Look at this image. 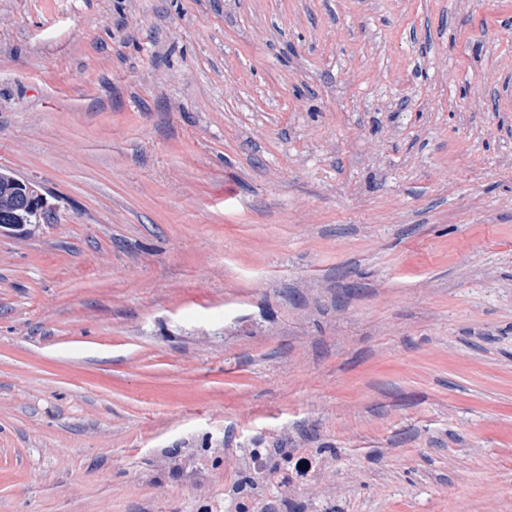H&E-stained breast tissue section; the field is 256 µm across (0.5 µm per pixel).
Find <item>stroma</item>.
Returning <instances> with one entry per match:
<instances>
[{
	"label": "stroma",
	"mask_w": 512,
	"mask_h": 512,
	"mask_svg": "<svg viewBox=\"0 0 512 512\" xmlns=\"http://www.w3.org/2000/svg\"><path fill=\"white\" fill-rule=\"evenodd\" d=\"M0 512H512V0H0ZM10 179L14 184L16 194L9 182L0 179V220L2 214L9 215L12 212L15 196V223L1 224V227L23 234L29 230L31 224H47L50 221L51 213L48 210L46 198L35 189L30 181L17 177ZM275 453L280 456H287L284 461L285 469L288 471L287 478H281L276 482V488L280 496L290 494L295 486L292 480L298 477L296 491L301 493L306 488L313 485H323L326 482L329 472L328 456L317 454L311 448H295L288 453L287 448H273ZM262 505L259 509L258 499L252 492V487L241 490L240 502L236 503L237 510L240 511H255V510H275L277 512H294L295 510L290 502V505L278 502L274 499L269 488L266 489L265 494L262 497Z\"/></svg>",
	"instance_id": "1"
}]
</instances>
